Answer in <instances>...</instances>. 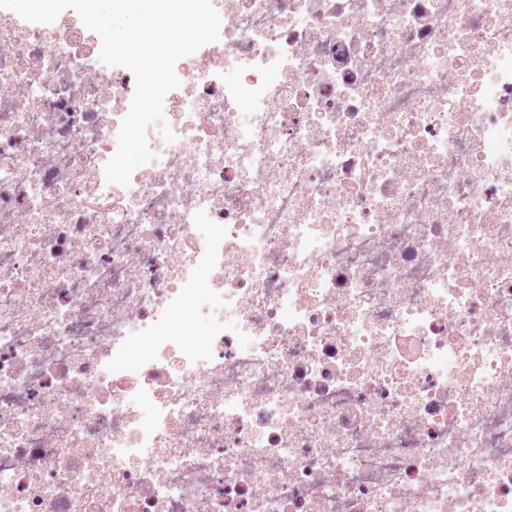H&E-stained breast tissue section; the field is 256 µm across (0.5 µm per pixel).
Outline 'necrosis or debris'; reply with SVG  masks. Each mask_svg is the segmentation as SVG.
Wrapping results in <instances>:
<instances>
[{
	"instance_id": "1",
	"label": "necrosis or debris",
	"mask_w": 512,
	"mask_h": 512,
	"mask_svg": "<svg viewBox=\"0 0 512 512\" xmlns=\"http://www.w3.org/2000/svg\"><path fill=\"white\" fill-rule=\"evenodd\" d=\"M223 15L124 188L133 74L0 8V512H512V0Z\"/></svg>"
}]
</instances>
